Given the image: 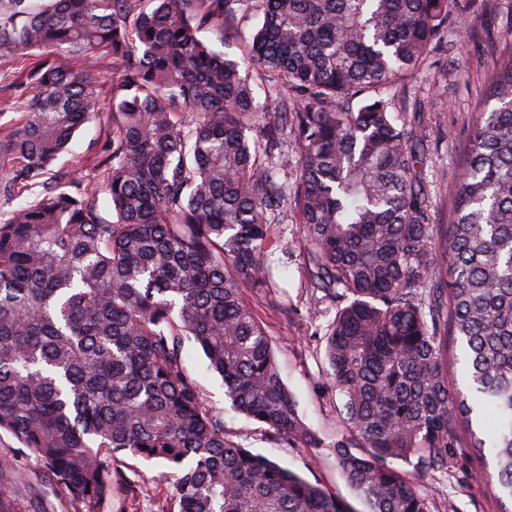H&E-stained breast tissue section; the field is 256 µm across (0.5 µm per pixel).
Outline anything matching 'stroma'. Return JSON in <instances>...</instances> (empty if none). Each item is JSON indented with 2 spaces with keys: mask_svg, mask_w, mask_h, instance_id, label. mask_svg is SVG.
Listing matches in <instances>:
<instances>
[{
  "mask_svg": "<svg viewBox=\"0 0 512 512\" xmlns=\"http://www.w3.org/2000/svg\"><path fill=\"white\" fill-rule=\"evenodd\" d=\"M457 25L463 39L449 37L447 50L432 57L395 93L396 100L405 102L407 112L415 114L429 132L424 183L432 199L430 222L439 233L448 225L451 191L461 176L473 115L482 111L487 100V65L495 54L512 45V0H461ZM111 140L112 116L104 111L83 126L70 153L56 161V170L91 167ZM277 232L290 253L283 272L284 286L276 294L263 288L247 289L244 300L265 324L282 378L295 395L306 425L321 440V447H283L259 425L235 413L224 397L221 378L209 371L201 351L187 350L185 367L198 382L207 407L223 415L226 437L290 467L361 512L363 505L347 484L332 450L341 432L336 420L339 399L325 381L323 332L319 322L311 318L312 310L321 303L318 293L308 286L300 227L286 220L278 224ZM0 469L12 472L16 481L12 512H24L25 497L31 489L42 495L44 512H76L68 495L51 482L43 461L25 454L19 442L3 431ZM402 470L429 495L433 512H499V493L489 484L465 476L435 484L410 465H403ZM171 491L162 465L120 453L112 460V494L103 512H155L158 501L169 497Z\"/></svg>",
  "mask_w": 512,
  "mask_h": 512,
  "instance_id": "stroma-1",
  "label": "stroma"
}]
</instances>
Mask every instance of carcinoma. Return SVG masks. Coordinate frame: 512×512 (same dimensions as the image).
Listing matches in <instances>:
<instances>
[{
  "label": "carcinoma",
  "instance_id": "carcinoma-1",
  "mask_svg": "<svg viewBox=\"0 0 512 512\" xmlns=\"http://www.w3.org/2000/svg\"><path fill=\"white\" fill-rule=\"evenodd\" d=\"M459 0H0V56L26 62L0 134V431L102 512L112 457L162 463L160 512H353L224 436L184 354L202 351L234 410L290 446L319 445L283 382L248 288H280L274 224L290 203L309 287L330 299L336 462L364 512H432L395 467L479 463L512 512V47L491 62L451 222L434 238L427 128L384 92L444 48ZM243 43L268 91L223 40ZM93 168L50 174L101 112ZM299 165H288V148ZM108 200L113 220L101 213ZM460 344L469 384L448 377ZM119 68V64L111 58L98 61L91 71L93 80L97 81L102 112L91 122L83 126L74 140L69 154L59 157L53 168L54 171H67L74 168L85 169L92 166L93 161L106 155L104 149L112 142V116L108 110V89Z\"/></svg>",
  "mask_w": 512,
  "mask_h": 512
}]
</instances>
